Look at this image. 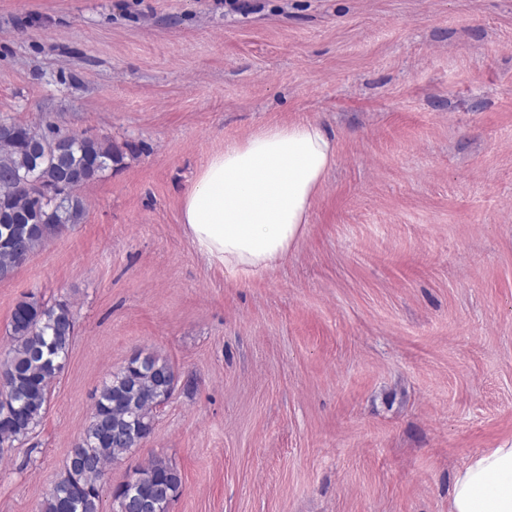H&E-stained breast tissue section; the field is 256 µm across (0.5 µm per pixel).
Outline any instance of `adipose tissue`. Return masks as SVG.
Returning <instances> with one entry per match:
<instances>
[{"mask_svg":"<svg viewBox=\"0 0 512 512\" xmlns=\"http://www.w3.org/2000/svg\"><path fill=\"white\" fill-rule=\"evenodd\" d=\"M335 145L319 124L263 126L226 142L198 171L181 203L197 249L248 279L299 243ZM448 512H512V443L473 455L454 476Z\"/></svg>","mask_w":512,"mask_h":512,"instance_id":"1","label":"adipose tissue"}]
</instances>
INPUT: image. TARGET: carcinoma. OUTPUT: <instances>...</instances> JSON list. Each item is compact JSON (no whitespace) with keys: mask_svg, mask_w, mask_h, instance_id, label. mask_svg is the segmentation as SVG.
<instances>
[{"mask_svg":"<svg viewBox=\"0 0 512 512\" xmlns=\"http://www.w3.org/2000/svg\"><path fill=\"white\" fill-rule=\"evenodd\" d=\"M14 135L0 140V270L21 265L17 245L29 258L52 236L86 214L84 188L123 164L124 153L107 140L37 128L5 117ZM75 314L66 302L49 305L33 295L19 300L9 323L10 345L0 357V443L23 442L38 427L51 384L68 358ZM175 372L156 353L129 359L94 397L92 412L69 449L63 473L49 490L43 512H102L109 465L153 433L154 409L173 391ZM182 488L179 470L160 458L138 468L112 491L113 501L140 512H169Z\"/></svg>","mask_w":512,"mask_h":512,"instance_id":"obj_1","label":"carcinoma"}]
</instances>
